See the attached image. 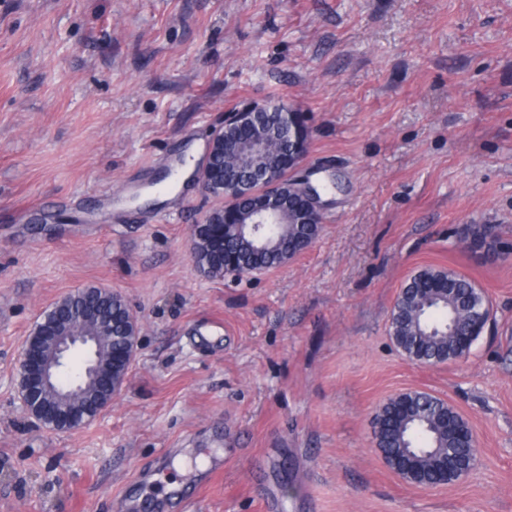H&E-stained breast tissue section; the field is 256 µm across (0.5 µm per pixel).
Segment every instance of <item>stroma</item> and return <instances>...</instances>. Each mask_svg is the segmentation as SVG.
Wrapping results in <instances>:
<instances>
[{"instance_id": "1", "label": "stroma", "mask_w": 512, "mask_h": 512, "mask_svg": "<svg viewBox=\"0 0 512 512\" xmlns=\"http://www.w3.org/2000/svg\"><path fill=\"white\" fill-rule=\"evenodd\" d=\"M266 100L311 132L321 229L278 268L203 276L189 238L216 199L149 185ZM427 266L493 312L431 366L389 333ZM91 285L138 317L137 355L104 413L49 432L14 376ZM415 390L472 428L456 485H409L376 446ZM0 512H512V0H0Z\"/></svg>"}]
</instances>
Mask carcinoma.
Returning a JSON list of instances; mask_svg holds the SVG:
<instances>
[{
	"label": "carcinoma",
	"mask_w": 512,
	"mask_h": 512,
	"mask_svg": "<svg viewBox=\"0 0 512 512\" xmlns=\"http://www.w3.org/2000/svg\"><path fill=\"white\" fill-rule=\"evenodd\" d=\"M220 236L196 227L190 245L198 270L210 277H222L234 268L238 271H261L276 268L300 252V245L315 236L319 224H271L267 227L268 244L257 249L238 224H217ZM436 282L440 291L425 294L420 284ZM62 302L66 313L75 316V324L83 327L88 320L82 317L92 312L107 328L100 340V355L107 360L114 340L127 335L128 306L117 296L110 298L99 288L86 290ZM488 304L486 296L465 275L454 270L425 269L414 275L397 296L390 316V335L410 359L424 363L457 360L468 352L457 349L456 337L465 336L474 322L475 311ZM405 413L393 412V403L385 404L377 413L378 427L374 429L377 447L390 458L410 452L416 456L422 470L434 467V461L444 454L459 451L453 436L444 428L443 420L452 419L454 408L442 399L426 392L410 391ZM99 398V389L89 386L68 393L67 403L82 407Z\"/></svg>",
	"instance_id": "obj_1"
}]
</instances>
